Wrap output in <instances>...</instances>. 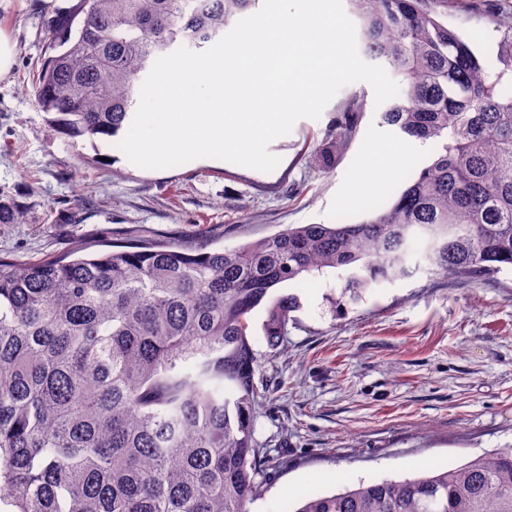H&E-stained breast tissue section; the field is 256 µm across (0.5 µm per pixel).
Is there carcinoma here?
<instances>
[{
    "label": "carcinoma",
    "mask_w": 512,
    "mask_h": 512,
    "mask_svg": "<svg viewBox=\"0 0 512 512\" xmlns=\"http://www.w3.org/2000/svg\"><path fill=\"white\" fill-rule=\"evenodd\" d=\"M260 0H71L45 22L32 92L51 130L113 141L141 80L176 44L198 49ZM362 55L400 91L381 123L436 146L432 163L356 223L304 224L234 248L149 242L89 255L0 258V501L12 512H248L273 459L255 439L258 357L297 297L276 287L342 270V305L428 273L512 269V26L489 65L426 0H349ZM354 93L328 130L346 148ZM29 206L0 192V224ZM294 512H512V447L451 469L306 498Z\"/></svg>",
    "instance_id": "carcinoma-1"
}]
</instances>
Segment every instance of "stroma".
<instances>
[{
  "mask_svg": "<svg viewBox=\"0 0 512 512\" xmlns=\"http://www.w3.org/2000/svg\"><path fill=\"white\" fill-rule=\"evenodd\" d=\"M68 0H0V30L14 44L0 75V191L30 204L23 224H0V257L59 255L77 241L126 245L140 239L232 248L300 224L358 222L364 201L389 197L428 165L431 143L380 122L371 86L342 88L316 120H299L269 150L262 172L206 158L142 169L115 146L51 132L23 80L41 55L45 6ZM438 19L494 60L497 25L512 0H430ZM364 110L346 149L325 154L326 130L351 92ZM374 143L413 156L393 172L368 165ZM78 212L48 224L46 211ZM336 270L281 285L299 306L277 347L252 318L255 438L277 461L250 512H288L289 488L328 495L359 482L400 480L453 468L512 445V273L466 281L411 277L368 289L339 307Z\"/></svg>",
  "mask_w": 512,
  "mask_h": 512,
  "instance_id": "obj_1",
  "label": "stroma"
}]
</instances>
